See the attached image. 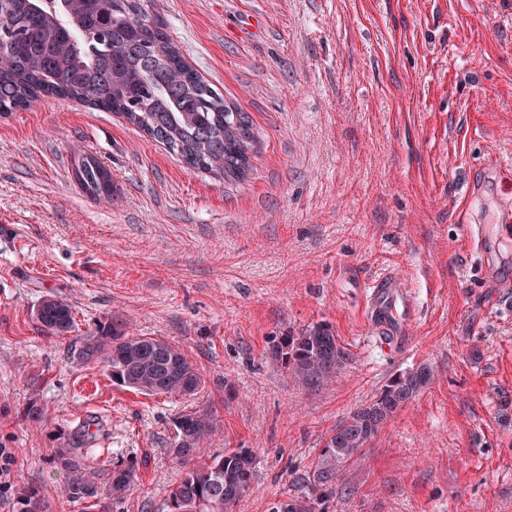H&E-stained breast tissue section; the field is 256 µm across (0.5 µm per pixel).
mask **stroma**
<instances>
[{
	"instance_id": "obj_1",
	"label": "stroma",
	"mask_w": 512,
	"mask_h": 512,
	"mask_svg": "<svg viewBox=\"0 0 512 512\" xmlns=\"http://www.w3.org/2000/svg\"><path fill=\"white\" fill-rule=\"evenodd\" d=\"M185 59L247 112L261 141L245 181L180 163L118 114L56 99L0 115V512L18 486L45 512L53 457L89 431L99 489L114 466L138 481L117 512H167L187 470L175 418L215 412L200 448L256 457L238 512L308 492L326 436L397 373L435 377L344 465L316 512H512V290L465 262L484 225L501 276L499 223L512 169V0H145ZM112 173L85 195L77 153ZM472 192L466 213L452 209ZM396 272L413 301L382 352L369 282ZM68 302L75 335L106 322L180 347L205 384L145 395L83 363L35 318ZM329 324L353 361L333 384L296 386L269 357L279 336ZM42 410L29 418L31 407Z\"/></svg>"
}]
</instances>
